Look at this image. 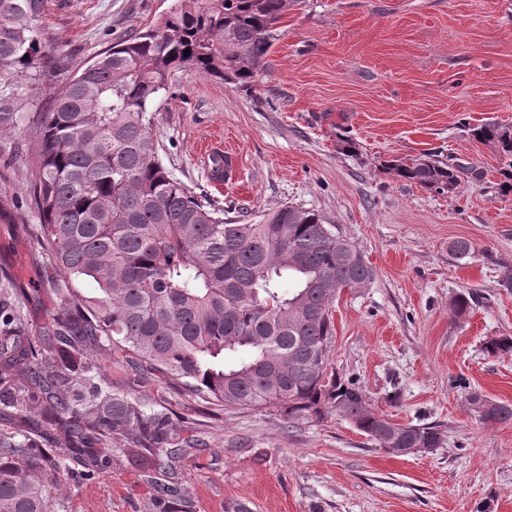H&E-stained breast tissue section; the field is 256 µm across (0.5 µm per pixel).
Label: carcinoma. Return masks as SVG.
Instances as JSON below:
<instances>
[{"label":"carcinoma","instance_id":"carcinoma-1","mask_svg":"<svg viewBox=\"0 0 512 512\" xmlns=\"http://www.w3.org/2000/svg\"><path fill=\"white\" fill-rule=\"evenodd\" d=\"M291 0H173L152 26L112 45L79 70L38 115L32 195L35 236L57 283L43 352L24 314L0 305V413H30L0 432V512H54L61 475L94 477L126 448L152 468L181 462L195 439L179 440L169 413L108 379L119 357L149 370L186 400L223 409L266 407L289 423L335 414L377 443L438 448L429 424L403 425L370 409L362 391L329 371L332 304L344 288L369 284L363 255L313 210L287 205L250 224L191 194L160 161L152 112L171 74L250 88ZM46 0H0V131L18 126L27 79L48 75L38 38ZM190 54H185V50ZM471 138L507 160L501 192H512V126L489 121ZM386 169L438 194L460 184L457 169L423 154ZM290 288H282L283 282ZM90 282L94 295L70 287ZM460 292L452 314L470 313ZM512 352V337L489 340ZM488 423L512 421V406L480 402ZM51 432L55 447L43 448Z\"/></svg>","mask_w":512,"mask_h":512}]
</instances>
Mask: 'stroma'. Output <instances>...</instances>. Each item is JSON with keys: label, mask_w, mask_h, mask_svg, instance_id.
Here are the masks:
<instances>
[{"label": "stroma", "mask_w": 512, "mask_h": 512, "mask_svg": "<svg viewBox=\"0 0 512 512\" xmlns=\"http://www.w3.org/2000/svg\"><path fill=\"white\" fill-rule=\"evenodd\" d=\"M171 3L47 0L55 78L28 119L0 132V288L25 290L32 327L54 303L32 233V116ZM488 120L512 125V0H293L252 88L176 70L151 128L170 174L245 221L291 204L315 210L360 250L374 277L334 302L331 368L375 412L434 425L442 443L398 455L333 415L290 425L272 408L217 414L115 361L113 380L200 445L152 483L135 461L66 475L55 512H512V422H484L475 405L512 406V352L484 350L512 336V193L499 191L494 148L467 134ZM344 137L355 153L340 150ZM209 146L234 156L232 180L215 182ZM425 153L461 167L459 189L436 194L385 167ZM459 239L471 244L462 259L450 249ZM464 290L479 301L457 319L450 303ZM167 481L181 499L165 511L155 485Z\"/></svg>", "instance_id": "1"}]
</instances>
